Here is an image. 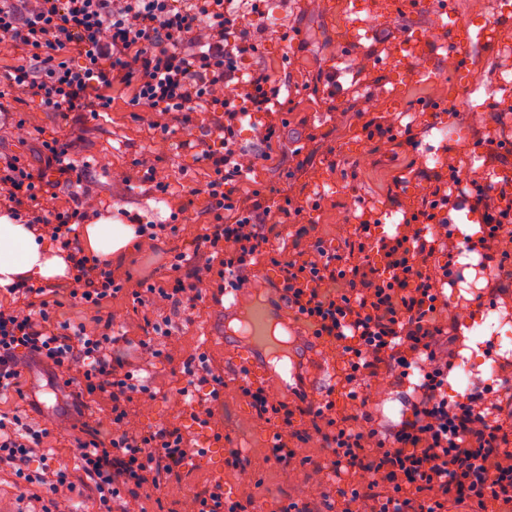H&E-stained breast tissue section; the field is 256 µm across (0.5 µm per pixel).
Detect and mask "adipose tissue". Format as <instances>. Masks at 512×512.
<instances>
[{
  "mask_svg": "<svg viewBox=\"0 0 512 512\" xmlns=\"http://www.w3.org/2000/svg\"><path fill=\"white\" fill-rule=\"evenodd\" d=\"M136 239L134 225L103 219L85 225L81 243L87 254L111 258ZM68 264L62 251L51 249L27 225L0 216V288L17 277L54 281L66 277Z\"/></svg>",
  "mask_w": 512,
  "mask_h": 512,
  "instance_id": "obj_1",
  "label": "adipose tissue"
}]
</instances>
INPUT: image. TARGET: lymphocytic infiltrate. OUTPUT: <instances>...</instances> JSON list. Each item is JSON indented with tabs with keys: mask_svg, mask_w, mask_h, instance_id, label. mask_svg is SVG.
<instances>
[{
	"mask_svg": "<svg viewBox=\"0 0 512 512\" xmlns=\"http://www.w3.org/2000/svg\"><path fill=\"white\" fill-rule=\"evenodd\" d=\"M235 2L0 0V43L22 48L30 60L7 76L8 91L38 98L56 112L95 118L109 110L110 88L126 85L134 91L133 106L179 115L185 126L193 113H220V148L199 154L214 173L204 189L213 220L174 255L173 277L130 289L111 262L85 254L77 232L89 217L84 206L44 204L53 186L45 171L82 185L67 144L59 141L45 142L41 173L15 157L0 160V215L66 251L70 279L89 306L124 291L141 306L159 298L179 308L199 298L202 283L216 295L240 290L247 269L267 256L278 272L279 297L313 336L336 343L353 387L350 405L340 408L330 391L317 401L302 394L290 401L264 386H242L256 417L274 428L269 460L309 469L317 482L316 494L286 497L282 512H512V377L501 378L507 398L494 418L477 411L479 393L449 402L444 388L452 338L439 315L444 286L458 275L449 233L453 213L475 214L482 226L466 248L484 252L497 270L512 268V183L488 187L453 166L433 172L418 207L395 234L380 232L379 219L365 212L339 250L308 239L306 225L298 224L292 239L306 246L281 258L270 239L273 218L301 215V208L239 193L250 168L242 162L238 133L251 113H277L279 90L267 72L241 67L255 45L239 25ZM8 292L15 304H0V394L20 393L22 360L30 357L62 377L75 400H106L112 418L108 437L81 422L73 472L49 464L48 428L0 414V467L39 487L41 512H58L60 497L78 477L95 488L96 512H128L139 492L181 481L195 453L185 429L128 426L129 404L148 388L133 362L115 352L120 335L112 321L95 331H70L50 319L49 288L21 279ZM416 369L423 377L400 422L374 426L362 394L368 380L402 381ZM183 370L192 397L189 417L208 426L223 401L224 377L203 354ZM313 439L323 456L301 455L302 444ZM36 459L40 470H30ZM193 502V512H254L251 496L227 497L218 482Z\"/></svg>",
	"mask_w": 512,
	"mask_h": 512,
	"instance_id": "1",
	"label": "lymphocytic infiltrate"
}]
</instances>
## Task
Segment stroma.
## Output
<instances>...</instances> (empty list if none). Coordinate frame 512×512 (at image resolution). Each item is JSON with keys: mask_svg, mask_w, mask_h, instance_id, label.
Wrapping results in <instances>:
<instances>
[{"mask_svg": "<svg viewBox=\"0 0 512 512\" xmlns=\"http://www.w3.org/2000/svg\"><path fill=\"white\" fill-rule=\"evenodd\" d=\"M260 8L279 17L281 24L276 31L259 32L252 16H245L242 25L254 32L258 45L247 64L278 80L285 123L280 141L269 146L259 139L270 120L266 113H256L252 126L241 134V148L257 158L245 187L290 198L302 207L300 221L311 236L342 244L344 220L366 209L388 233H395L404 209L417 204L426 171L451 163L470 171L481 157L482 143L488 141L512 149V112L499 109L500 103L512 102V86L478 99L472 94L473 81L488 84L497 73L512 71V53L472 42V68L458 73L447 63L444 46L453 36L448 30L430 47L432 72L422 74V63L411 46L435 19L436 8L429 0L357 32L347 25V15L354 9L364 15L376 13L379 0H261ZM348 58L357 66L336 90L317 84L320 73L343 68ZM445 104L452 112L447 123L422 113L423 108ZM475 104L481 109L477 119L471 116ZM379 116L395 123L418 121V147L368 138L363 126ZM155 119L150 110L130 105L127 91L120 89L112 92L111 110L94 119L77 112L65 117L28 97L0 99V157L20 156L37 171L43 166L42 141L67 140L71 159L83 170L88 212L104 218L124 209L157 223L179 209L176 233L143 241L112 258L118 275L151 282L165 275L175 253L212 220L203 189L213 172L199 162L198 153L202 142L220 136L213 112L193 113L186 127L174 116H165L171 128L167 135ZM297 145L302 153L295 156L291 150ZM149 165L155 170L154 181L165 183L166 194L156 193L154 182L145 181ZM233 316L227 299L215 300L208 294L186 310L160 299L148 310H137L121 293L98 309L66 299L53 311L55 324L73 328L92 329L99 321L112 320L124 335L119 350L132 359L145 337L144 319L170 324L169 335L154 337L164 356L143 367L150 391L131 404L130 425H184L198 453L180 482L142 493L132 503L134 512H188L195 492L215 481L222 482L225 495L231 497L248 491L256 512H280L285 495L303 497L313 486L309 470L290 471L266 460L272 427L258 419L242 397L245 379L226 359L224 325ZM198 353L206 354L224 376V401L206 427L191 423L179 395L186 383L183 363ZM21 387L23 396L0 395V413H14L30 425L51 429L52 463L77 470L78 433L71 427L69 388L32 361L22 369ZM228 448L239 449L250 459L249 472L225 465ZM36 492V487L20 483L13 470L0 468V512H38Z\"/></svg>", "mask_w": 512, "mask_h": 512, "instance_id": "35a3bbf8", "label": "stroma"}]
</instances>
